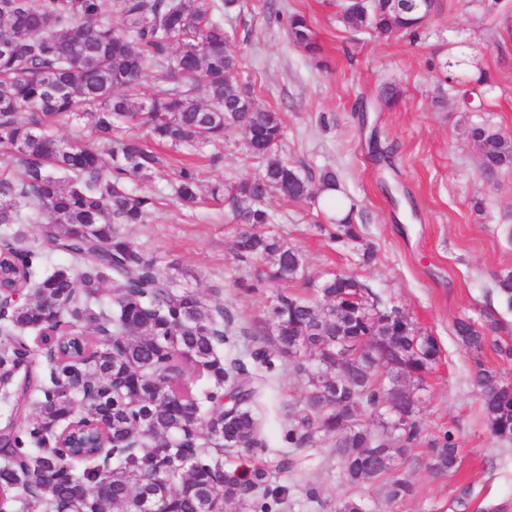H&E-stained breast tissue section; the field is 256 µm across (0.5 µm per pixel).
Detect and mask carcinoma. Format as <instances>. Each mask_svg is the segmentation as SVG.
<instances>
[{"label":"carcinoma","mask_w":512,"mask_h":512,"mask_svg":"<svg viewBox=\"0 0 512 512\" xmlns=\"http://www.w3.org/2000/svg\"><path fill=\"white\" fill-rule=\"evenodd\" d=\"M435 0L398 7L393 0L353 4L341 0L338 22L348 30L369 28L383 38L417 36ZM238 0H0V146L16 173L0 176V266L25 293L0 321V383L22 412L26 396L35 415L17 423L0 449V508L4 512H54L88 500L92 512H136L145 497L169 512H222L224 502L243 496L244 484L262 486L266 470H243L247 481L224 478L221 450L246 452L259 446L251 410L254 391L245 369L226 364L218 334L224 308L209 306L187 289L157 274L152 260L121 232L143 224L156 198L129 185L161 173L165 161L147 144L157 140L174 151L211 147V163L222 159L226 137L245 135L246 154L262 164L253 177L210 187L213 199L230 202L243 228L234 240L241 257L259 256L274 276H303L298 249L265 231L263 207L276 192L309 202L337 190L336 174L324 170L318 183L278 154L280 114L256 104L240 82V61L221 21ZM114 14L123 26L114 27ZM288 39L309 58L322 50L306 17L290 15ZM151 95L141 92L145 76ZM493 83L483 75L460 92L485 96ZM398 90L383 86L379 110L396 103ZM86 118L98 145L63 142L51 127L64 118ZM467 135L481 156L485 179L512 167V134L471 123ZM109 160H104L102 154ZM174 191L197 203L201 176L193 167L176 173ZM354 207L328 217L329 237L357 240ZM53 249L81 264L39 272L41 254L18 246L14 228L32 216ZM512 308V271L495 279ZM314 297L282 292L271 308L279 354L307 377L306 406L288 430V443L311 447L319 434L335 439L346 484L385 481L387 498L399 502L413 492L397 470L395 454L420 443L424 428L413 400L400 421L391 412L395 383L402 376L423 381L440 347L393 306L380 307L351 273L313 288ZM453 329L473 353V382L491 433L512 440V385L483 361L504 347L470 318ZM54 336L56 354L41 357V372L22 379L28 334ZM346 351L347 378L336 379V350ZM230 388L231 406L224 407ZM105 427L110 447L68 448L71 415ZM383 416L382 430L362 424V412ZM207 423V436L199 428ZM139 443L135 452L126 451ZM431 467L456 468L459 448L446 433L429 441Z\"/></svg>","instance_id":"cac0c4a2"}]
</instances>
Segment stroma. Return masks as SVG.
I'll return each instance as SVG.
<instances>
[{"label":"stroma","mask_w":512,"mask_h":512,"mask_svg":"<svg viewBox=\"0 0 512 512\" xmlns=\"http://www.w3.org/2000/svg\"><path fill=\"white\" fill-rule=\"evenodd\" d=\"M336 11V0H240L224 28L234 37L241 81L258 105L281 114V156L304 174L335 172L341 202L355 207L360 241L331 240L317 226V207L271 193L270 228L300 251L306 268L305 279L276 284L266 260L235 254L238 227L229 206L209 199L183 206L168 180L150 185L157 204L147 223L122 231L153 258L160 276L223 306L224 357L247 371L262 440L257 453L225 455L224 467L262 462L270 488L285 490L280 512H335L348 498L366 512H512V441L491 434L471 383L472 355L452 332L459 318L494 321L493 338L512 346V308L495 288L496 276L512 271V170L482 180L478 150L464 135L472 122L512 133V41L497 34L501 17L512 16V0H436L416 38L347 31ZM293 13L309 20L323 66L289 43ZM452 54L461 60L453 73L446 67ZM483 72L494 82L486 111L461 112V83ZM387 84L398 87L397 103L370 111ZM259 169L238 131L225 141L220 162L202 164V184L230 183ZM344 272L356 274L381 305L400 308L441 349L424 383L399 381L412 392L425 429L424 444L398 459L414 483L400 503L376 483L347 486L332 439L298 449L288 442L306 380L278 354L274 295L280 289L305 296L307 280ZM447 430L458 441L459 463L439 474L429 467L425 443ZM286 455L295 466L283 472Z\"/></svg>","instance_id":"stroma-1"}]
</instances>
